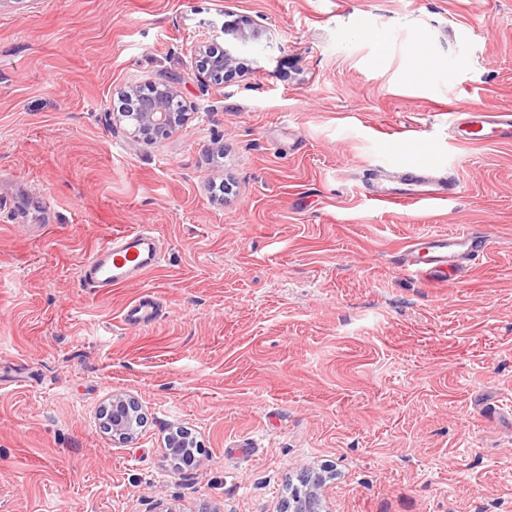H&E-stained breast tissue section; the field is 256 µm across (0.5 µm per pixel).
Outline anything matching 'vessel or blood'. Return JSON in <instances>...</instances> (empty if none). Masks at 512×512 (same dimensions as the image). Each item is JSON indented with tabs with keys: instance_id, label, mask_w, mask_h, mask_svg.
I'll return each mask as SVG.
<instances>
[{
	"instance_id": "b4317fda",
	"label": "vessel or blood",
	"mask_w": 512,
	"mask_h": 512,
	"mask_svg": "<svg viewBox=\"0 0 512 512\" xmlns=\"http://www.w3.org/2000/svg\"><path fill=\"white\" fill-rule=\"evenodd\" d=\"M448 128L453 140L463 143L512 142L511 112H478L465 106L450 113ZM454 180L434 166L404 168L389 162L375 166L365 188L381 202L444 200L450 197ZM492 249L490 235L473 228L415 239L401 253L405 271L430 283L448 284L468 264L486 257ZM163 260V242L154 231L141 226L119 230L92 251L80 266L81 285L97 294L110 293L158 268ZM158 316V303L145 294L123 312L125 324L146 327Z\"/></svg>"
}]
</instances>
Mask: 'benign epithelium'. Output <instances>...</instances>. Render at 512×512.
I'll use <instances>...</instances> for the list:
<instances>
[{"instance_id":"benign-epithelium-1","label":"benign epithelium","mask_w":512,"mask_h":512,"mask_svg":"<svg viewBox=\"0 0 512 512\" xmlns=\"http://www.w3.org/2000/svg\"><path fill=\"white\" fill-rule=\"evenodd\" d=\"M267 27L257 20L245 16L235 31L234 39L242 44L258 42ZM197 66L210 81L222 84L228 78L245 75V69L235 52L225 49L217 54L206 42L192 47ZM125 107L118 118L132 127V137L145 144H153L169 137L188 120V113L181 100L180 79L168 77L151 86V92L143 93L137 86L121 91ZM102 419L105 429L119 440L131 438L143 425L142 414L130 397L114 395L103 407ZM188 438L171 433L166 441L168 454L180 464L193 463L194 454L188 451ZM321 477L306 480V489H294L285 503L283 512H322Z\"/></svg>"}]
</instances>
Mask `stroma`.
<instances>
[{
    "instance_id": "1",
    "label": "stroma",
    "mask_w": 512,
    "mask_h": 512,
    "mask_svg": "<svg viewBox=\"0 0 512 512\" xmlns=\"http://www.w3.org/2000/svg\"><path fill=\"white\" fill-rule=\"evenodd\" d=\"M244 15L269 29L246 75L204 83L191 47ZM169 74L188 122L134 142L120 89ZM462 102L512 110V0H5L0 512H280L322 468L325 512H512V143L450 142ZM386 157L457 194L370 200ZM476 224L494 253L454 283L402 268ZM137 225L161 266L82 288ZM144 294L158 321L124 325ZM116 393L144 417L127 443L99 420ZM176 432H179V435L175 432H172L167 438L165 447L168 450V454L172 456L174 460H177L179 465L192 464L194 462V454L189 452L186 448H188L189 444L192 443V449H195L197 452L198 448L196 447V442L194 441L193 437H190L191 434H186V437H184L182 435L185 434L182 431L176 430Z\"/></svg>"
}]
</instances>
